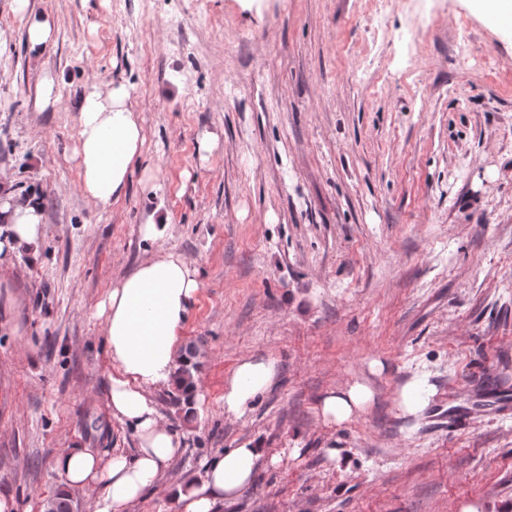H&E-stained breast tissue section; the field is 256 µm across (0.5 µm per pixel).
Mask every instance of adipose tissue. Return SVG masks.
Segmentation results:
<instances>
[{
  "instance_id": "ef3b65f1",
  "label": "adipose tissue",
  "mask_w": 512,
  "mask_h": 512,
  "mask_svg": "<svg viewBox=\"0 0 512 512\" xmlns=\"http://www.w3.org/2000/svg\"><path fill=\"white\" fill-rule=\"evenodd\" d=\"M145 138L131 88L105 89L89 84L78 116L75 157L81 189L98 204L118 200L126 191L134 161ZM0 272L8 271L21 248H37L43 216L37 200L5 194L0 197ZM200 282L195 267L183 257L159 251L113 285L97 308L114 367L109 406L114 418L131 426L138 440L135 457L121 452L100 455L86 448L59 453L52 468L64 491L79 490L90 512H133L147 490L163 487L176 512H214L218 502L237 497L255 477L264 451L251 444L229 448L204 461L183 481L161 486L164 469L182 454L181 442L159 411L154 393L175 380L177 336ZM272 360L245 358L224 386V411L242 415L272 384ZM373 401L372 390L355 383L329 390L322 398L324 424L359 417Z\"/></svg>"
}]
</instances>
